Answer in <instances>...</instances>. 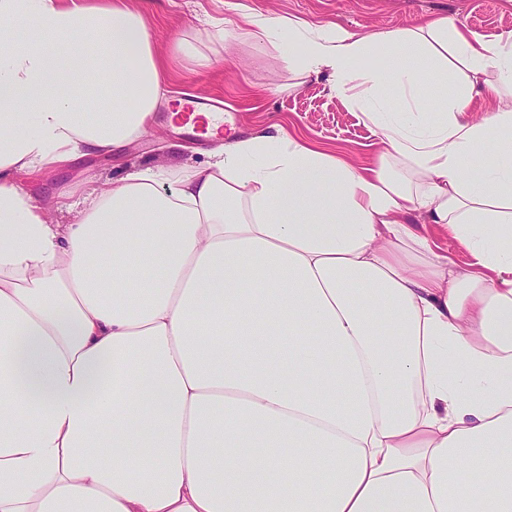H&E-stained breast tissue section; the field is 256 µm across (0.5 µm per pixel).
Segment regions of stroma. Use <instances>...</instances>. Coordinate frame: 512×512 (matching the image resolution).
I'll list each match as a JSON object with an SVG mask.
<instances>
[{
	"label": "stroma",
	"mask_w": 512,
	"mask_h": 512,
	"mask_svg": "<svg viewBox=\"0 0 512 512\" xmlns=\"http://www.w3.org/2000/svg\"><path fill=\"white\" fill-rule=\"evenodd\" d=\"M132 7L151 8L152 36L175 78L170 101L202 98L231 114L232 138L257 134L278 124L325 150L362 163L376 155L378 138L360 112L331 88L327 74L304 76L289 67L283 50L216 35V21H237L235 0H130ZM262 17L290 16L312 24H339L367 34L412 28L428 16H448L458 26L490 38L512 32V0H244ZM184 37L211 56L213 67L192 72L173 56L175 38ZM168 108H159L154 130L130 144L115 160H81L51 173L31 186L51 217L68 224L73 193L91 177L116 179L146 166L201 165L209 160L211 143L187 130H172Z\"/></svg>",
	"instance_id": "35a3bbf8"
}]
</instances>
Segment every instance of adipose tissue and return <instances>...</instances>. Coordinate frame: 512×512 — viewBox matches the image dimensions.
Masks as SVG:
<instances>
[{"mask_svg": "<svg viewBox=\"0 0 512 512\" xmlns=\"http://www.w3.org/2000/svg\"><path fill=\"white\" fill-rule=\"evenodd\" d=\"M239 16L378 158L278 126L55 224L20 177L147 133L170 69L126 0H0V512H512V95L470 117L512 32Z\"/></svg>", "mask_w": 512, "mask_h": 512, "instance_id": "obj_1", "label": "adipose tissue"}]
</instances>
